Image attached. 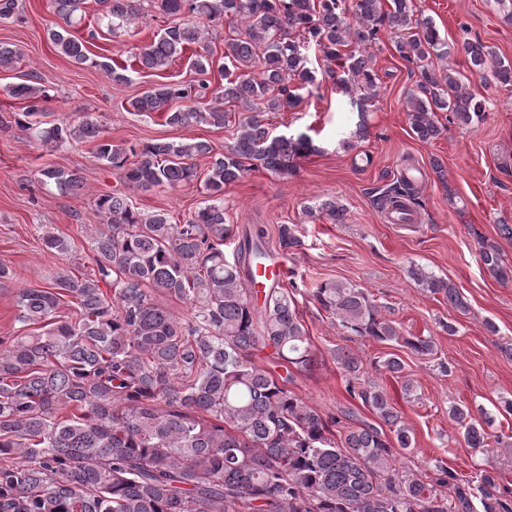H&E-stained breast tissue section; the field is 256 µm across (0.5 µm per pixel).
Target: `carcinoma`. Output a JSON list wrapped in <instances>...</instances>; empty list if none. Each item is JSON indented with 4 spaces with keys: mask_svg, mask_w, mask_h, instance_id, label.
Returning <instances> with one entry per match:
<instances>
[{
    "mask_svg": "<svg viewBox=\"0 0 512 512\" xmlns=\"http://www.w3.org/2000/svg\"><path fill=\"white\" fill-rule=\"evenodd\" d=\"M142 2L97 0L100 20L115 34L135 23ZM84 4L52 0L64 25L49 30V40L76 63L89 56L68 28L82 21ZM154 7L164 27L132 58L159 70L190 50L200 79L148 90L130 105L164 113L170 126H236L224 153L200 139L127 148L105 139L89 118L47 120L46 89L31 74L6 88L26 102L14 116L20 130L46 147L97 142L98 159L123 171L130 189L189 183L196 158L211 156L204 181L211 199L173 224L162 211H139L122 194H95L93 214L107 226L91 245L97 274H63L49 288L16 292L21 333L7 346L0 340V512H512V499L492 492L489 475L476 484L438 463L434 482L426 484L399 472L394 445L411 447L410 431L349 348L336 349V362L349 393L379 426L358 423L351 408L325 417L288 389L289 377L256 365L255 352L265 348L280 366L300 372L312 370L317 356L294 294L279 286L260 298L247 288L252 265L267 252L265 226L241 232L224 218V187L250 162L285 177L295 172L296 159L316 151L307 134L275 135L270 123L271 114L296 107L299 90L314 82L304 44L314 43L335 63L329 76L358 108L356 131L342 141L348 149L366 137V112L378 96L362 49L378 42L383 29L396 34L400 57L418 68L407 117L420 141L441 135L445 120L468 125L480 116L486 104L468 91L467 76L442 65L447 39L416 0H154ZM185 12L203 25L179 22ZM217 27L224 28V63L216 66L209 41ZM463 49L471 73L512 86V61L479 41ZM18 61L16 49L0 44V70ZM208 95L214 106L202 111L196 103ZM131 155L137 161L130 164ZM39 175L62 194L87 189L76 171L45 166ZM406 197L422 205L402 178L382 202ZM318 211L334 224L344 220L333 199ZM42 239L50 253L69 250L53 232ZM277 242L285 256L303 246L294 224L278 225ZM481 256L492 275L508 278L496 246ZM409 274L468 312L447 279L418 266ZM157 295L190 305V315L175 316ZM308 295L353 336L395 343L418 357L434 352L431 337L403 335L356 284L326 281ZM32 326L38 331H28ZM452 416L467 447L487 446L489 434L469 407H453Z\"/></svg>",
    "mask_w": 512,
    "mask_h": 512,
    "instance_id": "carcinoma-1",
    "label": "carcinoma"
}]
</instances>
